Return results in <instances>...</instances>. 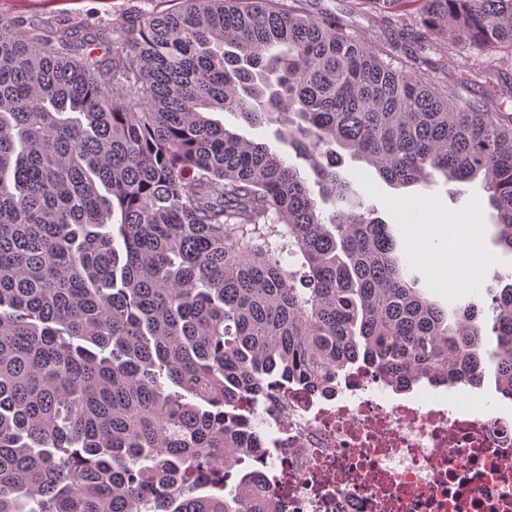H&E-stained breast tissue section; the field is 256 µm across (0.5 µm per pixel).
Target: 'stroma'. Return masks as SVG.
Wrapping results in <instances>:
<instances>
[{"label":"stroma","mask_w":512,"mask_h":512,"mask_svg":"<svg viewBox=\"0 0 512 512\" xmlns=\"http://www.w3.org/2000/svg\"><path fill=\"white\" fill-rule=\"evenodd\" d=\"M303 6L311 14L336 19L347 33L370 44L393 46L394 63L403 62L406 48L412 45L411 39L399 38L386 27L378 12L356 7L352 0H304ZM166 7L165 0H0V16L59 29L119 17L134 23ZM342 170L358 184L366 205L394 228L405 256L406 274L417 277L420 292L447 310L475 305L483 321H490L492 292L512 283V254L504 252L496 240L495 211L481 182H448L439 175L429 184L394 189L352 158H345ZM454 221L469 224L471 236L488 258L481 275L468 282L440 280L437 256L444 248L443 241H421L411 235L414 224L448 225Z\"/></svg>","instance_id":"stroma-1"}]
</instances>
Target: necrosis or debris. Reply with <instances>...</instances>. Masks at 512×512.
<instances>
[{
  "instance_id": "4bbe7bcc",
  "label": "necrosis or debris",
  "mask_w": 512,
  "mask_h": 512,
  "mask_svg": "<svg viewBox=\"0 0 512 512\" xmlns=\"http://www.w3.org/2000/svg\"><path fill=\"white\" fill-rule=\"evenodd\" d=\"M381 383L364 369L331 397L268 394L259 417L277 437L255 466L279 512H512V414L387 403Z\"/></svg>"
}]
</instances>
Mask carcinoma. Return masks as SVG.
I'll use <instances>...</instances> for the list:
<instances>
[{"label":"carcinoma","instance_id":"carcinoma-1","mask_svg":"<svg viewBox=\"0 0 512 512\" xmlns=\"http://www.w3.org/2000/svg\"><path fill=\"white\" fill-rule=\"evenodd\" d=\"M178 2L99 33L0 17V512H275L252 470L225 480L264 443L252 412L355 366L408 391L477 385L488 360L512 400V284L487 349L477 309L450 322L404 279L340 171L480 177L512 254V113L488 104L512 0H353L450 39L452 84L300 0ZM211 112L278 125L313 182Z\"/></svg>","mask_w":512,"mask_h":512}]
</instances>
